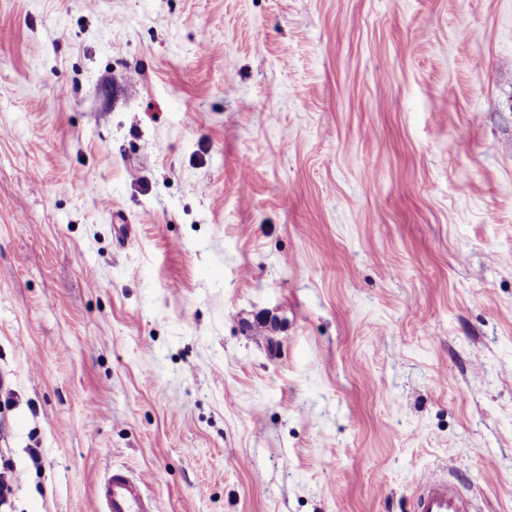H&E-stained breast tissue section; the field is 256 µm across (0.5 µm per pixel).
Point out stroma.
I'll return each mask as SVG.
<instances>
[{"instance_id": "1", "label": "stroma", "mask_w": 512, "mask_h": 512, "mask_svg": "<svg viewBox=\"0 0 512 512\" xmlns=\"http://www.w3.org/2000/svg\"><path fill=\"white\" fill-rule=\"evenodd\" d=\"M0 386L7 512H512V0H0ZM146 490L145 476L114 470L98 485L97 497L103 505L102 512H154ZM414 512H476L473 499L448 483L431 477L421 482L414 498Z\"/></svg>"}]
</instances>
